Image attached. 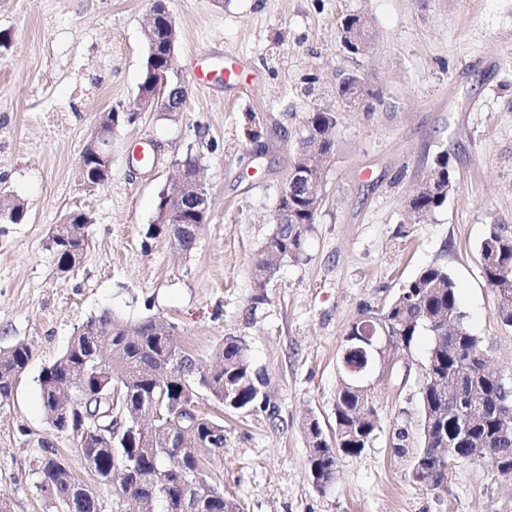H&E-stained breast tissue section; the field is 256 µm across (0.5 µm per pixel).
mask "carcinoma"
Here are the masks:
<instances>
[{
    "label": "carcinoma",
    "mask_w": 512,
    "mask_h": 512,
    "mask_svg": "<svg viewBox=\"0 0 512 512\" xmlns=\"http://www.w3.org/2000/svg\"><path fill=\"white\" fill-rule=\"evenodd\" d=\"M156 26V51L147 54L139 90L152 92L151 71L165 66L168 22L162 10ZM336 117L318 111L308 119L303 144L318 141L321 152L336 149ZM447 195H418L412 200L417 213L428 215L442 207ZM294 223L279 225L262 250L256 264L255 286L263 288L276 275L283 262L304 257V243L316 223L318 212L295 197ZM81 223L51 229V243L60 270L67 273L83 252V230L88 217L79 212ZM484 275L497 292V318L512 327V225L492 224L480 244ZM400 347L409 351L418 338L426 335L428 347L421 364L423 381L419 396L424 421L421 447L414 456L412 479L420 486L441 487L448 482L438 448V436L447 437L448 453L464 458L476 450L512 466V419L496 418L503 399L500 382L478 375L486 357L481 340L464 324L457 287L448 270L432 264L420 270L381 309ZM219 364L201 369L194 356L178 342L176 327L160 316L142 320L129 332L123 318L105 310L91 317L83 331L71 338L62 355L44 367L40 374L45 418L51 429L76 437L84 460H92L94 470L104 476L112 467L127 468L124 493L137 498L155 488L150 512H186L184 492L208 499V512H237L239 505L228 501L219 486L209 483L199 468L192 448L194 440L219 433L210 454L224 451V423L202 413L196 393L206 390L219 404L224 395L235 397V409L247 410L261 394L262 378L251 366L246 349L235 339H226L216 350ZM32 358L29 347L14 344L0 348V405L10 400L17 372L26 369ZM117 393L112 399L111 393ZM160 401L173 422L156 424L140 433L136 430L113 436L112 447L91 455L85 448L84 411H114L128 419ZM377 413L368 397L339 387L334 404L335 436L323 439V429L315 418L307 423L309 466L331 475L339 455L360 454L371 442L377 428ZM61 455L44 448L34 458L37 490L43 494L48 512H102L98 498H75L70 483L54 472Z\"/></svg>",
    "instance_id": "obj_1"
}]
</instances>
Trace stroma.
I'll return each mask as SVG.
<instances>
[{
  "label": "stroma",
  "instance_id": "1",
  "mask_svg": "<svg viewBox=\"0 0 512 512\" xmlns=\"http://www.w3.org/2000/svg\"><path fill=\"white\" fill-rule=\"evenodd\" d=\"M167 5L186 110L172 119L139 113L118 132L109 181L88 190L80 155L99 113L138 94L151 0H0V31L11 35L0 56V191L28 213L0 224V347L22 342L32 352L0 406V501L10 512H43L32 463L47 445L111 503L73 436L48 426L39 381L83 324L109 310L132 324L164 317L202 366L226 337L245 346L264 375L265 404L228 411L197 393L199 410L224 421V452L206 473L244 512H512V475L488 458L452 461L445 489L414 484L425 343L372 389L375 434L359 455L339 456L322 492L309 479L305 434L311 417L332 429L350 325L433 263L447 267L466 324L512 386V327L497 319L478 254L489 225H512V0ZM348 14L370 21L372 55L343 52L338 27ZM230 58L234 79L194 80L201 64ZM350 72L376 93L359 110L338 94ZM318 109L337 117L336 151L321 174L305 258L256 288V256ZM443 153L456 188L414 221L406 198ZM189 154L201 161L208 217L184 256L146 231L158 191ZM74 210L90 218L89 245L63 275L48 232Z\"/></svg>",
  "mask_w": 512,
  "mask_h": 512
}]
</instances>
